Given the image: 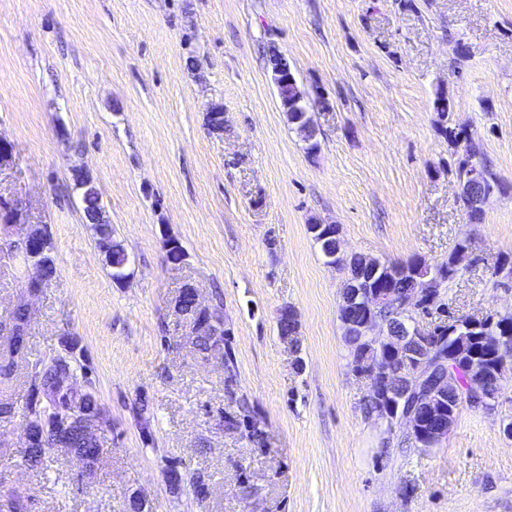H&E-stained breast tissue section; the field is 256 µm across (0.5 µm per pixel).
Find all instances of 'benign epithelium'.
I'll use <instances>...</instances> for the list:
<instances>
[{
    "mask_svg": "<svg viewBox=\"0 0 512 512\" xmlns=\"http://www.w3.org/2000/svg\"><path fill=\"white\" fill-rule=\"evenodd\" d=\"M460 196L472 206L485 204V174L481 166H469L468 180L460 185ZM51 240L46 230L30 228L4 244V249L24 255L27 267L35 271L28 282L27 296L21 300L26 310H31V299L36 296L45 280V255ZM421 266L430 273L421 277L417 286L400 294L375 291L365 296L353 290L342 297V303L350 309L361 308L366 315L359 319L362 333L386 352L384 365L380 368L364 369L359 376L370 380L368 402L388 418L394 427L425 442L444 438L455 420L457 410L466 395L461 393L457 374L448 367V362L459 360L458 349L470 332L481 328L480 319L459 320L448 330V335L439 338L427 329L406 325L407 315L439 294L440 276L432 272L433 266L423 262ZM196 311L208 316L201 327L193 326L190 340H195L198 329L211 336L209 357H224V327L220 319L210 316V309L200 300L197 289H191ZM477 340L491 345L500 359L496 368L481 372L473 385L472 394L478 398V406L486 411L494 409L500 395L502 367L512 354V336H479ZM54 388L61 392L76 391V379L66 367L61 368L53 380ZM80 428L82 438L99 441V415L90 412L75 402L67 414L51 419L35 410L24 417L23 447L42 446L70 429Z\"/></svg>",
    "mask_w": 512,
    "mask_h": 512,
    "instance_id": "benign-epithelium-1",
    "label": "benign epithelium"
}]
</instances>
